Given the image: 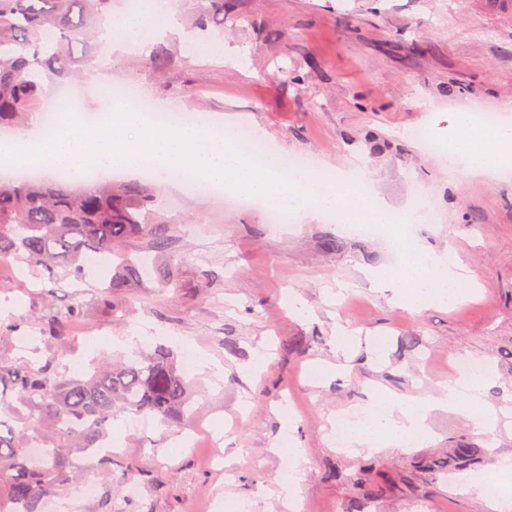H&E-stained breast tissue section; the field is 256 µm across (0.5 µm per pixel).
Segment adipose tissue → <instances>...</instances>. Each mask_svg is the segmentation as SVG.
<instances>
[{
    "instance_id": "adipose-tissue-1",
    "label": "adipose tissue",
    "mask_w": 512,
    "mask_h": 512,
    "mask_svg": "<svg viewBox=\"0 0 512 512\" xmlns=\"http://www.w3.org/2000/svg\"><path fill=\"white\" fill-rule=\"evenodd\" d=\"M158 13L156 0H145L140 11L129 13L118 23L109 25L102 36L107 49L113 53L130 49L135 37L155 22ZM443 146L460 173H482L492 167L512 169V126L475 127L471 111L457 113ZM399 265L398 274L376 270L372 277L377 282H389L394 290V301L415 314L436 305L453 304L471 286L470 277L463 274L461 267L442 265L436 253L426 251L416 242L400 254ZM494 374L493 367L488 365L480 375H461L449 381L438 400L427 396L402 397L374 389L370 400L379 411L355 429L353 446L372 450L431 441L432 433L426 420L438 403L468 410L477 429H494L497 414L480 399Z\"/></svg>"
}]
</instances>
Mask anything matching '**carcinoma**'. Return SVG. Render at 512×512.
Masks as SVG:
<instances>
[{
  "instance_id": "carcinoma-1",
  "label": "carcinoma",
  "mask_w": 512,
  "mask_h": 512,
  "mask_svg": "<svg viewBox=\"0 0 512 512\" xmlns=\"http://www.w3.org/2000/svg\"><path fill=\"white\" fill-rule=\"evenodd\" d=\"M112 0H0V124L19 122L42 98L49 81L75 72L73 44L91 48L94 24ZM147 199L114 192L112 182L74 188L70 181L0 183V262L34 270L60 267L79 277L85 261L120 254L152 225L134 220ZM140 277L127 260L108 288ZM79 307L46 309L38 332L71 341L68 320ZM189 383L163 350L97 367L83 378L61 376L52 361L34 369L0 359V512H43L44 500L73 485L78 461L106 439L118 408L168 417L183 410Z\"/></svg>"
}]
</instances>
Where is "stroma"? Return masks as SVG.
Masks as SVG:
<instances>
[{"instance_id": "1", "label": "stroma", "mask_w": 512, "mask_h": 512, "mask_svg": "<svg viewBox=\"0 0 512 512\" xmlns=\"http://www.w3.org/2000/svg\"><path fill=\"white\" fill-rule=\"evenodd\" d=\"M177 25L122 54L94 38L78 80L65 90L102 110L87 94L90 75L104 88L125 85L171 111L237 115L266 144L330 167L374 173L375 189L395 212L415 195L433 206L413 236L439 254L454 251L477 289L453 306L411 313L366 273L394 266L392 234L357 238L341 225L272 224L264 209L196 196L146 178H114L117 189L147 195L141 223L151 235L123 252L147 276L102 303L106 268L83 278L49 280L0 265V303L34 321L48 306L77 304L69 346L37 338L32 350L0 336V358L32 367L53 360L76 377L77 365L165 347L177 363L202 351L224 367L216 382L189 374V410L148 429L124 428L111 468H98L100 495L73 500L68 512H286L278 499L291 463L275 443L302 448L300 512H487L475 484L512 464V426L476 431L465 411L438 407L430 442L352 452L327 429L369 401L379 386L406 396L441 397L458 361L491 363L485 400L512 407V173L450 175L447 154L417 138L440 139L456 113L475 101L512 122V0H172ZM220 51L202 57L195 43ZM167 241L156 250L155 238ZM350 334L336 354V328ZM273 361L260 379L246 367L260 345ZM346 361L349 370L312 383L314 362ZM293 428L285 430L281 407ZM201 431L195 445L176 449ZM476 449L478 464L447 470L452 449ZM135 497L124 498L127 482Z\"/></svg>"}]
</instances>
